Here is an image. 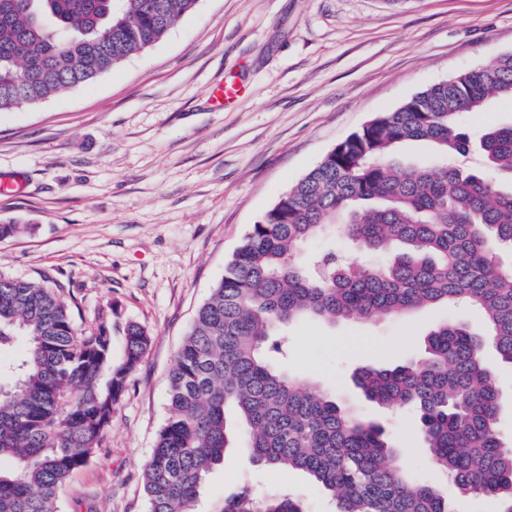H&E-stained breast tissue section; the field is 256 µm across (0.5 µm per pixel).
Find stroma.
<instances>
[{"instance_id": "1", "label": "stroma", "mask_w": 512, "mask_h": 512, "mask_svg": "<svg viewBox=\"0 0 512 512\" xmlns=\"http://www.w3.org/2000/svg\"><path fill=\"white\" fill-rule=\"evenodd\" d=\"M512 52V0H199L162 40L96 79L0 112V275L62 285L78 326L112 324L114 361L135 321L151 344L127 380L106 444L62 489L82 512H146L142 469L168 416V373L197 308L252 224L338 143L427 87ZM245 97L214 110L211 87ZM483 332V316L451 304L397 319L306 320L288 328V370L383 424L402 465L454 512H499L459 495L431 462L408 409L386 410L354 383L363 367L421 357L439 322ZM485 364L500 391L497 432L512 447V366ZM252 479L308 512L328 497L300 471L264 468L246 440L208 476L203 502Z\"/></svg>"}]
</instances>
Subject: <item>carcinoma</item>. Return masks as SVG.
Returning a JSON list of instances; mask_svg holds the SVG:
<instances>
[{
    "instance_id": "cac0c4a2",
    "label": "carcinoma",
    "mask_w": 512,
    "mask_h": 512,
    "mask_svg": "<svg viewBox=\"0 0 512 512\" xmlns=\"http://www.w3.org/2000/svg\"><path fill=\"white\" fill-rule=\"evenodd\" d=\"M198 0H0V111L87 83L158 41ZM512 98V53L417 93L336 145L253 224L198 309L169 373V416L143 467L147 512H196L214 466L234 447L235 412L256 462L309 474L337 512H454L400 465L385 429L288 374L282 332L467 303L485 333L440 322L424 356L366 368L356 383L387 408L416 412L431 458L464 495L512 512V448L496 433L499 392L481 353L490 339L512 366V125L472 137L463 116ZM411 143L438 161L400 162ZM477 144L483 169L459 163ZM341 232L353 252L399 243L381 265L334 252L299 257ZM0 512H58L70 476L104 447L112 413L150 343L126 326L113 362L112 327L78 329L54 288L0 277ZM211 512H307L286 493L243 485Z\"/></svg>"
}]
</instances>
